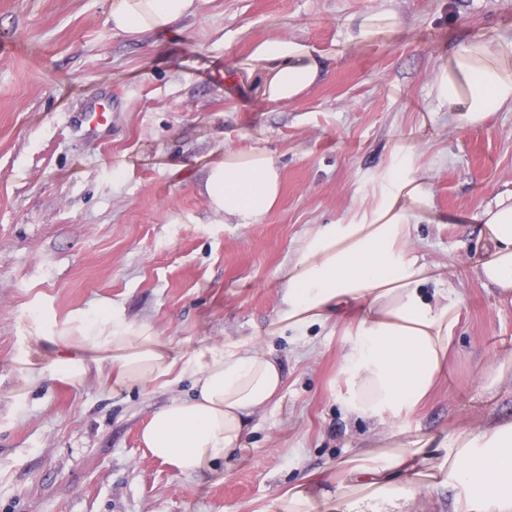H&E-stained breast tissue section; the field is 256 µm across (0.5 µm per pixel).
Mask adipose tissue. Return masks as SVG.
Instances as JSON below:
<instances>
[{
    "mask_svg": "<svg viewBox=\"0 0 512 512\" xmlns=\"http://www.w3.org/2000/svg\"><path fill=\"white\" fill-rule=\"evenodd\" d=\"M200 0H110L118 34L167 32L194 15ZM255 87L270 103L291 101L321 81L328 62L308 44L271 38L254 51ZM455 121L483 123L512 109V32L469 37L448 55L436 82ZM415 145L401 138L377 200L360 221L319 224L282 268L283 304L273 332H295L350 318L341 373L347 413L372 420L375 432L335 472L304 477L278 499L277 512H404L421 489L459 488L448 512H512V417L442 437L413 430L409 417L443 381L463 306L448 269L413 242L417 225L434 223L430 181L412 166ZM204 191L228 224H256L280 198L281 174L264 150H225ZM485 242L475 273L512 304V195L477 213ZM24 396L45 377L73 382L89 373L113 388L193 377L190 398L156 410L141 431L150 454L182 476L220 474L242 448L248 424L280 396V361L240 339L173 356L146 325L112 311L74 317L70 329L39 337L16 358Z\"/></svg>",
    "mask_w": 512,
    "mask_h": 512,
    "instance_id": "ef3b65f1",
    "label": "adipose tissue"
}]
</instances>
